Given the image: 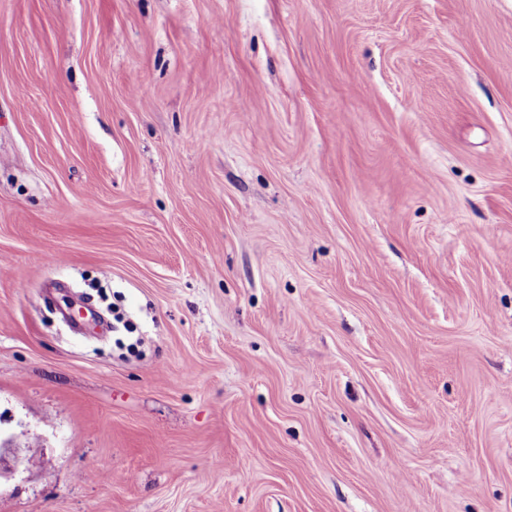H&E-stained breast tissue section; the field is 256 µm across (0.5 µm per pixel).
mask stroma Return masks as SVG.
<instances>
[{
  "label": "stroma",
  "instance_id": "35a3bbf8",
  "mask_svg": "<svg viewBox=\"0 0 512 512\" xmlns=\"http://www.w3.org/2000/svg\"><path fill=\"white\" fill-rule=\"evenodd\" d=\"M0 512H512V0H0Z\"/></svg>",
  "mask_w": 512,
  "mask_h": 512
}]
</instances>
